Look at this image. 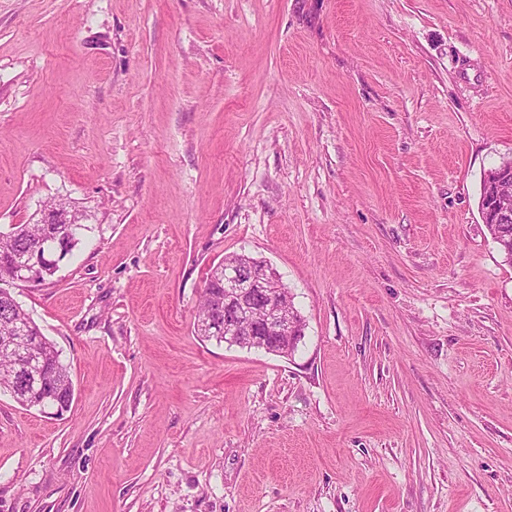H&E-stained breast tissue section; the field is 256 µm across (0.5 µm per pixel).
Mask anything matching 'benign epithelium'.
Returning a JSON list of instances; mask_svg holds the SVG:
<instances>
[{"label":"benign epithelium","instance_id":"benign-epithelium-1","mask_svg":"<svg viewBox=\"0 0 512 512\" xmlns=\"http://www.w3.org/2000/svg\"><path fill=\"white\" fill-rule=\"evenodd\" d=\"M486 192L481 213L487 224L512 223V169L492 170L485 175ZM38 224L65 222L75 229L84 225L76 210H39ZM63 261V250L47 235L27 258L14 264L11 285L41 283L54 275ZM224 296L214 299L206 325L224 334V343L247 349L261 345L265 350L282 354L283 345L300 334L303 321L291 303L280 275L266 261L246 254L230 255L220 263ZM37 336H25L14 328L10 336H0V350L11 353L17 368L16 386L27 382L26 361H35Z\"/></svg>","mask_w":512,"mask_h":512}]
</instances>
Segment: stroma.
<instances>
[{
	"mask_svg": "<svg viewBox=\"0 0 512 512\" xmlns=\"http://www.w3.org/2000/svg\"><path fill=\"white\" fill-rule=\"evenodd\" d=\"M512 0H0V231L87 214L14 294L63 416L0 393V512H512ZM245 253L289 356L194 332ZM486 192L480 207L485 224L495 242L501 227L512 226V169L505 167L485 175ZM510 190V191H509Z\"/></svg>",
	"mask_w": 512,
	"mask_h": 512,
	"instance_id": "obj_1",
	"label": "stroma"
}]
</instances>
